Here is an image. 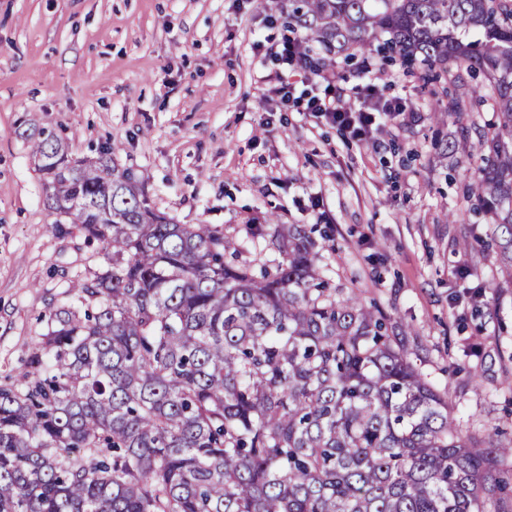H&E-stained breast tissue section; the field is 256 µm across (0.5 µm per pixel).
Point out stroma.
<instances>
[{
    "label": "stroma",
    "mask_w": 512,
    "mask_h": 512,
    "mask_svg": "<svg viewBox=\"0 0 512 512\" xmlns=\"http://www.w3.org/2000/svg\"><path fill=\"white\" fill-rule=\"evenodd\" d=\"M282 35L260 0H0V385L17 383L50 311L105 262L76 225L52 227L19 133L32 120L77 157L119 143L155 208L223 227L243 260L275 256L253 230L312 228L336 284L408 328L410 359L460 428L512 441V285L463 195L478 158L436 145L461 122L488 130L496 112L476 102L437 124L443 101L399 63L340 57L338 87L372 76L410 110L377 144L357 141L261 83Z\"/></svg>",
    "instance_id": "35a3bbf8"
}]
</instances>
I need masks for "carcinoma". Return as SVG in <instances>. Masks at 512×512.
Segmentation results:
<instances>
[{
    "label": "carcinoma",
    "mask_w": 512,
    "mask_h": 512,
    "mask_svg": "<svg viewBox=\"0 0 512 512\" xmlns=\"http://www.w3.org/2000/svg\"><path fill=\"white\" fill-rule=\"evenodd\" d=\"M317 66L353 49L399 59L470 111L483 79L498 122L467 199L512 283V0H288ZM56 224L106 265L49 313L0 388V512H512V446L462 433L410 361L405 331L323 276L311 232L276 224L255 272L213 224L152 207L119 145L75 157L23 131ZM469 150V130L441 143Z\"/></svg>",
    "instance_id": "1"
}]
</instances>
